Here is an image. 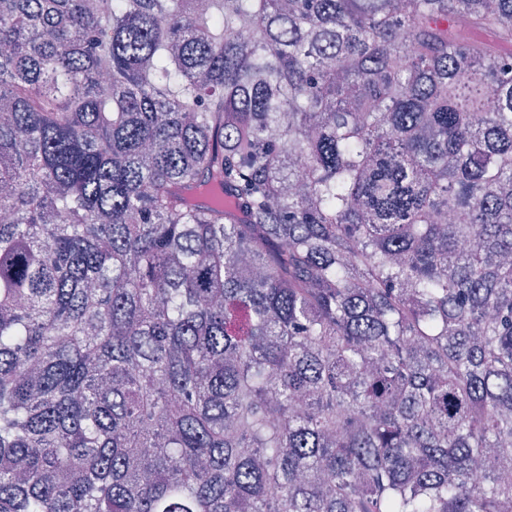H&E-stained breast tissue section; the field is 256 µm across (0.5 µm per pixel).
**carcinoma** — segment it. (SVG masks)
Segmentation results:
<instances>
[{"instance_id":"carcinoma-1","label":"carcinoma","mask_w":512,"mask_h":512,"mask_svg":"<svg viewBox=\"0 0 512 512\" xmlns=\"http://www.w3.org/2000/svg\"><path fill=\"white\" fill-rule=\"evenodd\" d=\"M0 512H512V0H0Z\"/></svg>"}]
</instances>
